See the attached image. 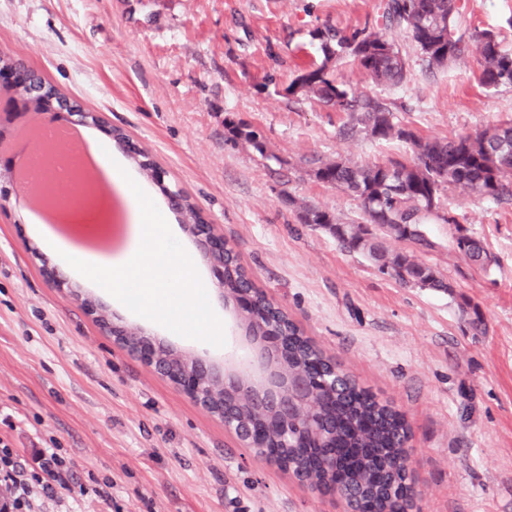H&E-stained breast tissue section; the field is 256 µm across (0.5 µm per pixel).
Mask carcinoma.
Segmentation results:
<instances>
[{
	"mask_svg": "<svg viewBox=\"0 0 512 512\" xmlns=\"http://www.w3.org/2000/svg\"><path fill=\"white\" fill-rule=\"evenodd\" d=\"M459 15L457 0H385L384 29L364 27L351 34L336 31V50L347 51L376 82L399 84L405 77V61L384 30L397 26L417 46L430 67L455 64L471 54L479 57L480 81L487 88L512 85V53L501 49L497 34L481 30L465 36L455 28ZM293 93L347 112L372 137L398 139L409 145L411 156L388 162L399 179L397 191L388 192L383 165H358L336 160L320 163L314 178L355 197L364 213L362 222H346L316 206L299 207L302 224L328 232L350 252L369 254L391 264L390 276L408 288L448 292L451 285L431 266L407 252L394 251L386 238L432 247L425 219L438 209L445 188H459L494 200H512V124L476 130L457 138H424L393 122L392 114L380 103L357 95L331 79L326 66L310 70L289 87ZM228 134L264 153L263 135L257 128L229 122ZM383 230L378 237L373 227ZM458 251L476 264L488 255L482 243L468 235L456 238ZM224 287L248 288V272L237 254L224 252ZM249 328L263 336H288V369L309 371L310 361L320 357L303 338V332L288 315L276 318L267 297L256 290L247 309ZM319 420L318 438L309 448H286L288 463L296 474L325 484L333 473L342 482L375 504L377 512H407L414 503L402 494L391 495L392 486H402L407 477L409 450L405 420L389 404L378 401L336 368V389L319 392L307 406Z\"/></svg>",
	"mask_w": 512,
	"mask_h": 512,
	"instance_id": "carcinoma-1",
	"label": "carcinoma"
}]
</instances>
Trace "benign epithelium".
<instances>
[{
  "instance_id": "benign-epithelium-1",
  "label": "benign epithelium",
  "mask_w": 512,
  "mask_h": 512,
  "mask_svg": "<svg viewBox=\"0 0 512 512\" xmlns=\"http://www.w3.org/2000/svg\"><path fill=\"white\" fill-rule=\"evenodd\" d=\"M0 75L9 78L13 87L29 89L32 95H41L46 86L33 83V70L22 62L8 67H0ZM45 111L52 119L78 122L86 126L105 127L112 130L99 112H80L72 107V101L56 100L51 97ZM84 190L77 184L66 185L55 191V201L63 208L80 209L84 205ZM196 238V244L202 256L216 268H224V237L217 234L208 222L188 225ZM220 297L225 305L233 306L236 314H241L251 305V293L240 288H224V282L218 283ZM69 296L83 305L96 321L101 323L103 331L122 349L136 356L147 366L167 378L175 388L183 392L196 404L216 415L224 427L241 434L238 425L246 417L254 419L248 426L247 435L240 438L246 448L255 450L259 459L276 464L290 471L288 461L281 455V449L272 446L279 442L271 437L267 423L277 424V430L288 437V427L298 422L304 413V404L309 393L316 391L320 378L308 374L290 375L285 368L288 358V337L286 336H249L247 340L251 350L246 359L240 360L233 355L217 363L201 356L175 351L170 345L148 336L138 327L125 326L112 321L103 313V307L93 299H87L76 288L68 289ZM217 393V406H212L204 395L203 388ZM342 483L331 481L322 488L311 486L314 491H324L340 499L343 512H362L357 502H349V493L340 491Z\"/></svg>"
}]
</instances>
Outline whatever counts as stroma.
<instances>
[{"instance_id":"stroma-1","label":"stroma","mask_w":512,"mask_h":512,"mask_svg":"<svg viewBox=\"0 0 512 512\" xmlns=\"http://www.w3.org/2000/svg\"><path fill=\"white\" fill-rule=\"evenodd\" d=\"M382 0H0V51L125 129L167 171L136 179L171 223L164 187L182 188L279 302L359 386L408 422L416 512H512V204L446 189L429 215L431 248L390 241L449 282L452 293L400 286L321 229L305 203L346 221L357 200L316 181L320 162L361 165L404 156L348 113L290 93L327 66L337 83L381 102L423 137L453 138L512 119V87L479 82L470 57L429 67L403 29L388 37L406 60L402 83L379 84L352 57L326 58V29L375 27ZM459 29L494 31L512 52V0H461ZM0 85V158L42 112L13 117ZM259 129L265 152L229 137L226 122ZM0 441L22 461L61 449L82 492L37 512H341L279 466L258 460L223 423L113 343L87 310L49 281L59 259L35 240L26 195L0 174ZM454 216L445 223L443 214ZM490 255L472 264L458 235ZM115 322L185 351L180 337L63 271ZM476 306L474 335L459 305Z\"/></svg>"}]
</instances>
